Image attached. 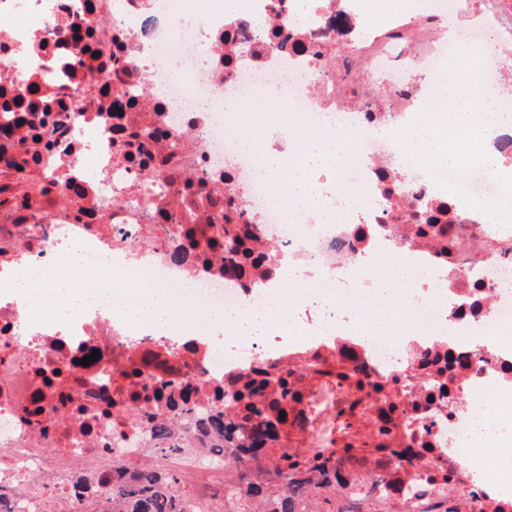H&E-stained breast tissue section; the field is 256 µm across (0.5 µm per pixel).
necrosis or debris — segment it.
<instances>
[{
    "mask_svg": "<svg viewBox=\"0 0 512 512\" xmlns=\"http://www.w3.org/2000/svg\"><path fill=\"white\" fill-rule=\"evenodd\" d=\"M298 2L210 0L187 20L186 0H0V274L41 277L76 245L103 283L69 326L37 330L0 277V512L70 500L79 459L91 484L125 487L162 419L168 470L217 467L234 484L237 447L217 449L204 423L233 418L224 388L241 377H284L300 393L288 408L302 444L272 454L330 458L325 480L344 504L438 512L451 498L462 512H512V491L477 469L483 448L512 444V420L480 409L512 403V228L487 219L512 212L498 176L512 170V127L480 113L464 122L485 136L494 172L466 157L416 173L398 163L423 152L409 133L461 54L475 59L480 95L512 112V0H459L453 14L448 0H423L377 26L355 0H309L297 25ZM86 24L83 51L73 35ZM271 94L330 118L347 143L309 165L292 134L256 124L270 153L310 172L313 205L293 223L236 122L242 101ZM217 196L277 260L256 262L244 286L207 245ZM392 252L422 277L403 289L390 335L367 340L374 262ZM145 283L222 312L225 335L130 317ZM151 375L170 381L168 398L144 399ZM390 402L387 451L333 459L342 410L369 441Z\"/></svg>",
    "mask_w": 512,
    "mask_h": 512,
    "instance_id": "necrosis-or-debris-1",
    "label": "necrosis or debris"
}]
</instances>
